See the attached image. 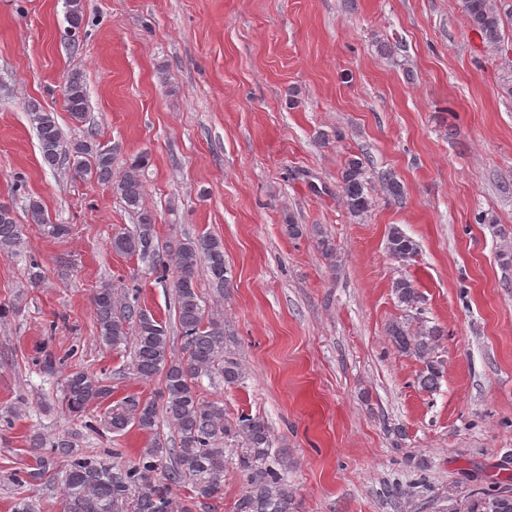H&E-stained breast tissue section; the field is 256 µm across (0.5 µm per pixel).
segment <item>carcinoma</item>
Segmentation results:
<instances>
[{
  "label": "carcinoma",
  "mask_w": 512,
  "mask_h": 512,
  "mask_svg": "<svg viewBox=\"0 0 512 512\" xmlns=\"http://www.w3.org/2000/svg\"><path fill=\"white\" fill-rule=\"evenodd\" d=\"M469 27L481 40L497 46L501 42L503 18L512 17V0H462ZM67 21L79 32L84 20L82 0H66ZM64 107L71 121L81 124L89 111L87 82L80 72H73L64 87ZM28 118L36 129L43 162L54 167L66 160L74 176L95 178L112 185L126 208L136 216L130 230L121 228L112 235L113 251L149 262V268L161 281H171L177 299L179 349H174L170 325L157 318L138 301V295L117 292L105 284L95 290L93 307L100 342L116 347L127 341L133 344V366L138 378L150 381L163 374L159 399L131 394L112 408L109 425L121 432L133 424L151 437L140 451L137 462L114 468L111 452L84 451L69 433L47 440L41 434L30 436L32 463L28 470L15 475L24 483L50 481L62 474L63 512H186L171 493V486L185 483L192 497L200 501L217 500L224 495V438L241 439L243 448L237 468L246 487L234 504V512H293L292 492L285 479L286 462L271 456L273 441L269 428L259 416L242 415L234 423L224 419V407L202 399V378L219 373L224 384L236 385L242 380L239 363L226 355L224 320L206 316L196 289L201 264H206L211 283L219 291L229 284V271L224 261V242L213 234H202L170 241L159 249L157 217L144 204L143 173L149 155L141 153L114 169L112 149L100 145L93 137L64 142L55 113L40 104L28 105ZM364 161L350 156L341 175L342 199L348 211L365 215L372 199L365 192ZM27 217L53 237L69 231L66 224H52L42 205L31 200ZM24 225L17 223L11 207L0 204V252H14L20 246ZM386 251L400 264L418 253V244L394 227L386 240ZM399 304L416 309L421 293L414 280L400 277L392 283ZM392 347L402 355L417 359L423 368L417 383L423 390L436 388L441 377L438 349L444 332L429 327L395 321L388 326ZM112 394V388L98 375L84 369L70 371L64 378L62 409L81 415L101 404ZM164 416L177 436L176 446L168 448L158 433L159 416Z\"/></svg>",
  "instance_id": "carcinoma-1"
}]
</instances>
